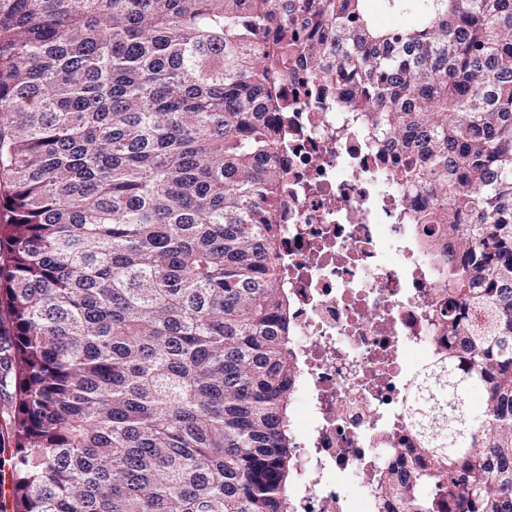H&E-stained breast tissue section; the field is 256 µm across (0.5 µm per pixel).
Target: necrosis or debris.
Listing matches in <instances>:
<instances>
[{
    "mask_svg": "<svg viewBox=\"0 0 512 512\" xmlns=\"http://www.w3.org/2000/svg\"><path fill=\"white\" fill-rule=\"evenodd\" d=\"M281 159L288 192L278 268L288 288L295 512H380L389 466L422 447L423 375L448 333V238L417 214L430 192L395 188L399 144L377 145L336 86L288 84Z\"/></svg>",
    "mask_w": 512,
    "mask_h": 512,
    "instance_id": "necrosis-or-debris-1",
    "label": "necrosis or debris"
}]
</instances>
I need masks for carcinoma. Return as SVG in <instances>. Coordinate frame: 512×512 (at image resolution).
Instances as JSON below:
<instances>
[{
    "label": "carcinoma",
    "mask_w": 512,
    "mask_h": 512,
    "mask_svg": "<svg viewBox=\"0 0 512 512\" xmlns=\"http://www.w3.org/2000/svg\"><path fill=\"white\" fill-rule=\"evenodd\" d=\"M0 0V512H292L271 102L343 80L448 232V357L382 500L512 512V0ZM481 391L479 415L470 413ZM437 467L429 471L427 465Z\"/></svg>",
    "instance_id": "obj_1"
}]
</instances>
